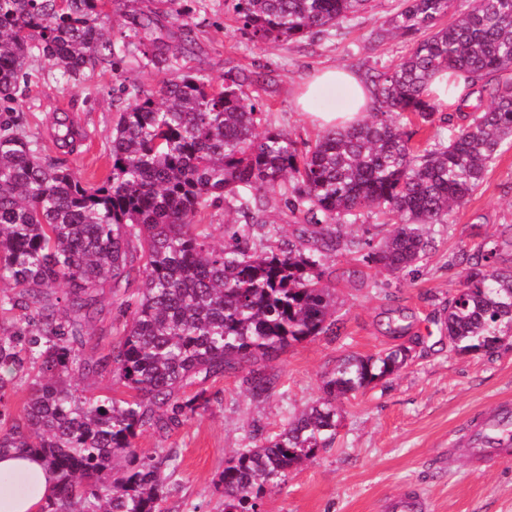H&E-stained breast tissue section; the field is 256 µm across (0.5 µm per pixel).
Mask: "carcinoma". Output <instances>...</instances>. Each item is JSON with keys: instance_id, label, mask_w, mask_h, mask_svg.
<instances>
[{"instance_id": "obj_1", "label": "carcinoma", "mask_w": 512, "mask_h": 512, "mask_svg": "<svg viewBox=\"0 0 512 512\" xmlns=\"http://www.w3.org/2000/svg\"><path fill=\"white\" fill-rule=\"evenodd\" d=\"M195 41L186 0H159ZM441 25L454 0H403L382 41L415 38L409 54L369 76L373 105L348 129L323 131L304 149L282 131H259V102L244 88L259 73L238 71L214 86L202 74L145 89L120 84L127 104L110 135L112 172L101 183L47 161L39 140L12 115L30 71L45 64L64 84L97 67L121 78L129 42L108 33L112 0H0V452L38 455L56 482L43 512H161L171 457L137 453L135 439L184 424L205 407V389L251 364L250 399L274 388L266 362L295 343L333 334V255L400 274L428 258L434 226L466 203L489 164L512 144V0H469ZM370 0H234L240 30L261 42L304 38L341 25ZM162 37L138 41L147 65L178 59ZM467 73L488 86L487 107L470 122L412 143L406 121L432 122L426 94L439 72ZM56 142L82 139L68 119ZM302 218L286 237L269 221L266 192ZM233 203L240 220L213 242L201 214ZM369 212L397 222L378 240L347 229ZM498 238L466 258L460 287L443 309L450 351L490 352L512 332V265ZM112 294L123 321L97 358L85 356V325ZM407 350L346 355L322 395L278 433L241 448L221 475L224 512H259L266 488L331 447L337 402L397 374ZM110 374L125 398L87 397L81 382ZM25 391L21 416L3 400Z\"/></svg>"}]
</instances>
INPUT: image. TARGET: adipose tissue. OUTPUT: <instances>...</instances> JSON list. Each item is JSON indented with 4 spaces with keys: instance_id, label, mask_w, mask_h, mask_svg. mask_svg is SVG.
<instances>
[{
    "instance_id": "ef3b65f1",
    "label": "adipose tissue",
    "mask_w": 512,
    "mask_h": 512,
    "mask_svg": "<svg viewBox=\"0 0 512 512\" xmlns=\"http://www.w3.org/2000/svg\"><path fill=\"white\" fill-rule=\"evenodd\" d=\"M325 86H343L350 102L342 111L312 113L320 127L346 124L361 117L372 102L371 87L356 73L323 68L310 82L309 91ZM53 483V475L40 457L25 454L0 456V512H40Z\"/></svg>"
}]
</instances>
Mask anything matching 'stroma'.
Returning <instances> with one entry per match:
<instances>
[{
	"label": "stroma",
	"instance_id": "35a3bbf8",
	"mask_svg": "<svg viewBox=\"0 0 512 512\" xmlns=\"http://www.w3.org/2000/svg\"><path fill=\"white\" fill-rule=\"evenodd\" d=\"M159 0H113V35L130 32L140 13L158 12L168 53L179 55L173 78L205 72L220 83L228 71L263 74L258 101L266 126L314 143L321 130L296 112L294 94L318 68L336 65L370 75L396 63L409 41L375 33L398 0H371L367 10L327 33L275 43L244 34L231 5L209 0L192 14L193 51L182 49L177 22L162 14ZM111 69L88 73L78 84L56 83L32 73L16 117L37 133L46 158L99 182L112 169L109 136L124 101ZM68 115L85 133L76 151L54 143L55 121ZM512 224V148L488 168L469 202L435 237L419 268L398 275L345 253L329 259L340 308L339 331L294 345L269 364L271 396L250 400L242 373L205 385L208 404L171 433L154 430L135 440L140 454H168V493L163 512H221L220 477L237 449L278 432L290 413L321 395L324 376L338 358L409 348L396 375L343 400L333 447L290 471L265 495L262 512H381L383 499L408 489L424 493L431 512H512V456L474 471L463 450L468 423L492 415L512 400V335L491 353L455 354L439 320L448 295L459 287L463 251L477 248L496 229Z\"/></svg>",
	"mask_w": 512,
	"mask_h": 512
}]
</instances>
